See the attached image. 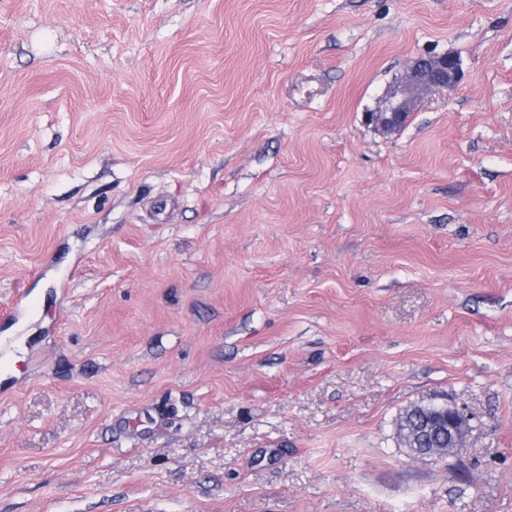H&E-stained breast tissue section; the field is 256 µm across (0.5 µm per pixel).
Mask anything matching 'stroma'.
<instances>
[{"mask_svg":"<svg viewBox=\"0 0 512 512\" xmlns=\"http://www.w3.org/2000/svg\"><path fill=\"white\" fill-rule=\"evenodd\" d=\"M0 512H512V0H0ZM462 74L460 60L448 53L410 61L400 82L389 90L378 111L366 112L365 122L384 133L400 130L423 96L456 84ZM469 418L462 409L457 407L434 406L430 420H423L415 432L425 441L429 435H433L437 429H448V448H415L411 455L421 459L439 460L447 457L463 447L465 435L468 429Z\"/></svg>","mask_w":512,"mask_h":512,"instance_id":"obj_1","label":"stroma"}]
</instances>
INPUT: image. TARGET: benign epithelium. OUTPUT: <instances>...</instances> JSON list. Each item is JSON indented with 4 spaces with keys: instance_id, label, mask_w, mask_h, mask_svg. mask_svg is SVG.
I'll list each match as a JSON object with an SVG mask.
<instances>
[{
    "instance_id": "obj_1",
    "label": "benign epithelium",
    "mask_w": 512,
    "mask_h": 512,
    "mask_svg": "<svg viewBox=\"0 0 512 512\" xmlns=\"http://www.w3.org/2000/svg\"><path fill=\"white\" fill-rule=\"evenodd\" d=\"M462 74L460 60L447 53L418 57L410 61L400 82L389 90L378 111L364 114L365 122L384 133L400 130L418 100L433 92L457 83ZM469 418L463 410L453 407H434L431 419L424 420L416 429L421 440L438 429H448V447L415 449L411 455L430 460L447 457L463 447Z\"/></svg>"
}]
</instances>
